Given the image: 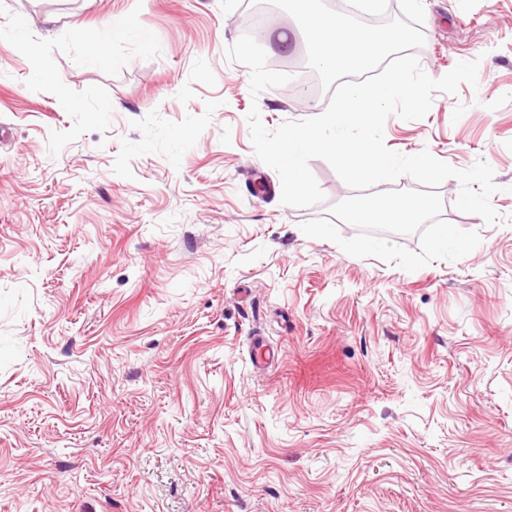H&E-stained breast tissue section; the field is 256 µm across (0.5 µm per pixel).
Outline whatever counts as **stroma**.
<instances>
[{
	"mask_svg": "<svg viewBox=\"0 0 512 512\" xmlns=\"http://www.w3.org/2000/svg\"><path fill=\"white\" fill-rule=\"evenodd\" d=\"M350 2L318 6L392 20L431 77L480 59L384 139L485 160L501 223L456 180L360 193L318 158L324 200L282 204L246 115H320L342 82L286 0H0L26 44H0V512H512V0ZM258 4L268 67L317 95L252 97L226 49ZM360 195L436 205L341 222Z\"/></svg>",
	"mask_w": 512,
	"mask_h": 512,
	"instance_id": "1",
	"label": "stroma"
}]
</instances>
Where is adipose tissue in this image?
Masks as SVG:
<instances>
[{"label":"adipose tissue","mask_w":512,"mask_h":512,"mask_svg":"<svg viewBox=\"0 0 512 512\" xmlns=\"http://www.w3.org/2000/svg\"><path fill=\"white\" fill-rule=\"evenodd\" d=\"M295 16L309 37L314 65L325 72L365 70L403 45L397 35L385 37L368 29L350 31L342 20L328 13L306 8L297 10ZM434 206L429 198L356 199L343 218L349 224H419Z\"/></svg>","instance_id":"adipose-tissue-1"}]
</instances>
